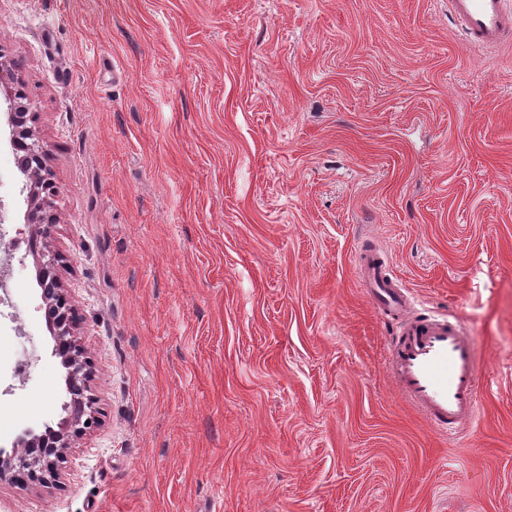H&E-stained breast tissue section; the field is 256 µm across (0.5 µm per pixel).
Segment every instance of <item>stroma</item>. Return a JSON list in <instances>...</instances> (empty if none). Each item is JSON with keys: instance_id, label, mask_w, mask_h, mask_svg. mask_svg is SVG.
I'll return each mask as SVG.
<instances>
[{"instance_id": "35a3bbf8", "label": "stroma", "mask_w": 512, "mask_h": 512, "mask_svg": "<svg viewBox=\"0 0 512 512\" xmlns=\"http://www.w3.org/2000/svg\"><path fill=\"white\" fill-rule=\"evenodd\" d=\"M0 59L100 417L0 512H512V46L472 47L445 0H0ZM9 135L0 91L20 233ZM365 245L477 340L457 436L394 384ZM0 257L4 440L66 394L34 258Z\"/></svg>"}]
</instances>
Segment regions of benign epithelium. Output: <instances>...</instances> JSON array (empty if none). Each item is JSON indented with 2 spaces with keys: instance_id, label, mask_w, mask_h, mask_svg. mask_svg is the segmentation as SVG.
<instances>
[{
  "instance_id": "benign-epithelium-1",
  "label": "benign epithelium",
  "mask_w": 512,
  "mask_h": 512,
  "mask_svg": "<svg viewBox=\"0 0 512 512\" xmlns=\"http://www.w3.org/2000/svg\"><path fill=\"white\" fill-rule=\"evenodd\" d=\"M25 99L23 91L14 90L9 113L11 141L14 150L22 152L18 168L31 181L27 223L32 225L33 235L46 240L50 238L52 225L46 209L52 207L51 197L57 190L36 129L28 126L32 116ZM57 263L56 254L45 249L38 264V278L46 302L47 324L54 340L53 354L65 369L64 382L71 398L63 404L66 416L60 420L58 429H47L42 433L27 429L14 439L11 449L0 448V482L13 481L16 470L30 475L35 484L57 481L59 466L67 450L97 422L95 398L89 394L88 385L91 363L78 340L75 308L63 293Z\"/></svg>"
}]
</instances>
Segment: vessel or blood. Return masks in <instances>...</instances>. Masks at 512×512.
Listing matches in <instances>:
<instances>
[{
    "instance_id": "b4317fda",
    "label": "vessel or blood",
    "mask_w": 512,
    "mask_h": 512,
    "mask_svg": "<svg viewBox=\"0 0 512 512\" xmlns=\"http://www.w3.org/2000/svg\"><path fill=\"white\" fill-rule=\"evenodd\" d=\"M448 9L463 23L471 44L485 49L512 45V8L507 0H448ZM359 265L378 309L400 325L390 356L399 391L435 430L458 434L478 410V360L472 336L460 319L406 314L403 294L378 249L360 253Z\"/></svg>"
}]
</instances>
